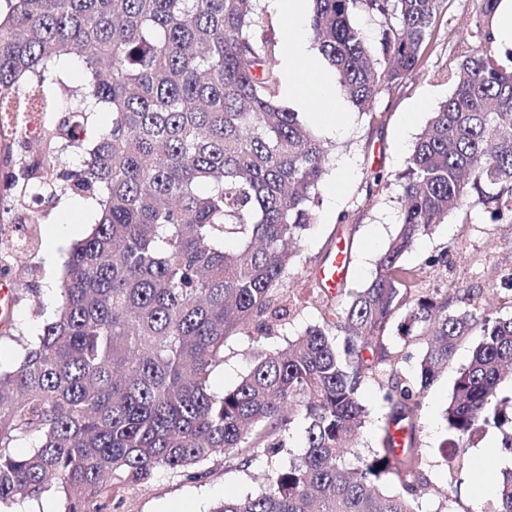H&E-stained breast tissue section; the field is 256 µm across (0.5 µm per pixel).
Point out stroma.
I'll return each instance as SVG.
<instances>
[{
    "label": "stroma",
    "instance_id": "stroma-1",
    "mask_svg": "<svg viewBox=\"0 0 512 512\" xmlns=\"http://www.w3.org/2000/svg\"><path fill=\"white\" fill-rule=\"evenodd\" d=\"M479 10V0H444L420 73L383 92L373 112H362L353 103H346L345 129L317 130V137L330 149L329 162L319 184L316 221L306 231L300 253L286 279L285 293L291 315L271 333H244L228 343L224 364L212 377L215 392L232 387L248 370L251 348L284 347L286 339L319 322L322 307L330 299L318 294L316 277L328 255L335 252L339 240H346L350 245L347 287H361L371 278L380 251L397 227L402 175L408 157L432 112L452 91L448 74L471 41ZM345 158L351 162L346 172L340 167ZM377 173L383 176L378 184L373 181ZM340 179L345 182L344 191L338 201H330L326 189ZM68 211V205H60L51 212L48 222L41 224L42 244L39 250L27 254V271H20L10 251L0 252V269L5 270L19 299L13 310V323L31 337L37 336L42 325L36 306L56 300L55 287L76 241L77 235L67 234L59 241L51 236L53 224L64 222ZM442 254L446 255L447 264L439 275L427 272L429 259ZM402 263L421 271L420 287L448 289L452 295L451 308L470 304L493 316L504 315L499 300L512 294V285L502 277L503 270L512 267V220H491L479 205L455 211L420 238ZM473 346L469 340L458 347L447 370L429 388L420 411L418 446L435 483L442 484L448 479V468L438 450L446 436L443 410ZM502 438V433L493 429L475 437L466 448L467 475L453 489V496L461 505L468 506L479 499V492L468 475L477 463L478 453L499 449ZM265 467L266 462L261 459L250 470L242 471L235 462L218 454L203 464L204 476L200 480L188 481L159 471L145 482L125 486L116 495L89 502L88 507L90 512H210L225 491L241 495L254 492V476Z\"/></svg>",
    "mask_w": 512,
    "mask_h": 512
}]
</instances>
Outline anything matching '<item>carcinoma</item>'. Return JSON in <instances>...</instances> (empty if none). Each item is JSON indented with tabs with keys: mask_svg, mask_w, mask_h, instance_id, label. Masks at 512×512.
Here are the masks:
<instances>
[{
	"mask_svg": "<svg viewBox=\"0 0 512 512\" xmlns=\"http://www.w3.org/2000/svg\"><path fill=\"white\" fill-rule=\"evenodd\" d=\"M443 0H314L310 27L362 112L420 68ZM481 0L453 89L416 142L401 220L361 288L276 351H251L217 395L213 371L239 333L288 320V269L318 204L327 150L278 104L272 50L257 43L254 0H0V165L8 219L40 224L63 200L95 204L69 252L59 299L38 304V336L7 335L22 359L0 369V509L56 487L89 502L157 471L196 480L216 452L240 468L266 457L258 489L211 512H424L431 482L417 448L425 393L460 343L479 339L444 410L440 445L455 458L503 433L512 455V316L449 309L448 289L410 288L402 264L450 213L481 205L512 217V68L499 63ZM361 6L386 20L384 61L352 24ZM84 67L68 78L70 57ZM49 116L36 139L26 116ZM109 114L107 124L96 116ZM83 156L70 169L66 159ZM397 326L402 343L391 336ZM423 345L416 383L394 366ZM370 381L385 390L379 447L363 452ZM306 422L305 452L280 461ZM26 440L30 449L16 454ZM468 512H512V468Z\"/></svg>",
	"mask_w": 512,
	"mask_h": 512,
	"instance_id": "carcinoma-1",
	"label": "carcinoma"
}]
</instances>
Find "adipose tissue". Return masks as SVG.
<instances>
[{"mask_svg": "<svg viewBox=\"0 0 512 512\" xmlns=\"http://www.w3.org/2000/svg\"><path fill=\"white\" fill-rule=\"evenodd\" d=\"M287 32L283 55L284 88L289 101L306 104L317 122L329 129H342L345 121L336 85L326 69L309 51L304 33L312 0H267Z\"/></svg>", "mask_w": 512, "mask_h": 512, "instance_id": "1", "label": "adipose tissue"}]
</instances>
